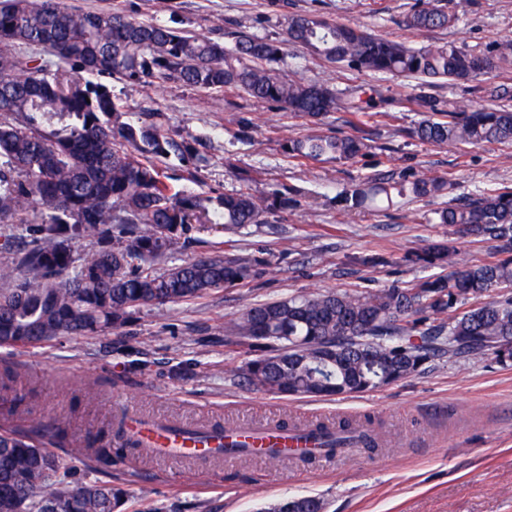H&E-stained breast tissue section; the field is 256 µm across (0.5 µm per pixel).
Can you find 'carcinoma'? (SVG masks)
<instances>
[{
	"mask_svg": "<svg viewBox=\"0 0 512 512\" xmlns=\"http://www.w3.org/2000/svg\"><path fill=\"white\" fill-rule=\"evenodd\" d=\"M458 17L442 0H419L404 26L446 28ZM277 37L233 33L190 36L177 27L112 11H85L64 0H8L0 7V224H20L25 244L5 238L0 265V346L24 348L61 336H97L133 325L150 307L176 305L254 282L272 272L264 257L200 255L159 270L153 263L195 224L245 228L288 207L287 194L258 196L249 179L214 199L174 190L157 161L170 155L202 161L192 143L177 140L157 112L136 120L118 104L110 80L149 86L176 82L207 91H242L318 123L331 112L359 116L374 103L373 88L335 91L279 72L288 45L301 44L331 62L362 72L468 82L489 74L495 55L454 44L413 47L348 23L287 14ZM422 119L413 130L431 145L512 142V105L440 103L410 98ZM358 137L306 134L285 153L309 161L353 160ZM447 182L393 172L346 189L347 211L384 212L394 195L441 193ZM427 221L463 235L512 245V187L476 190L432 211ZM92 238L95 251L75 264L74 245ZM453 240L407 257L422 267L451 268L407 287L327 291L315 296L251 303L224 330V346L252 358L234 376L264 392L331 399L396 384L444 357L493 354L512 360V256L480 264L457 259ZM36 383L18 367L0 368V512H125L128 486L140 477L123 425L84 429L71 441L75 415L33 412ZM356 426L346 420L318 438L342 448ZM72 443L86 469L103 464L111 483H71L75 466L50 450ZM319 496L284 497L264 512H325Z\"/></svg>",
	"mask_w": 512,
	"mask_h": 512,
	"instance_id": "obj_1",
	"label": "carcinoma"
}]
</instances>
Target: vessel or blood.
<instances>
[{
  "mask_svg": "<svg viewBox=\"0 0 512 512\" xmlns=\"http://www.w3.org/2000/svg\"><path fill=\"white\" fill-rule=\"evenodd\" d=\"M125 423L128 432L147 453L171 460L189 459L201 466L223 457V443L232 440L248 443L253 457L262 461L267 460V450L273 443L281 448L286 458H302L312 450L311 445L301 441L302 436L308 435V428L286 430L272 422L243 421L220 432L188 431L167 424L149 426L130 413L126 415Z\"/></svg>",
  "mask_w": 512,
  "mask_h": 512,
  "instance_id": "obj_1",
  "label": "vessel or blood"
}]
</instances>
